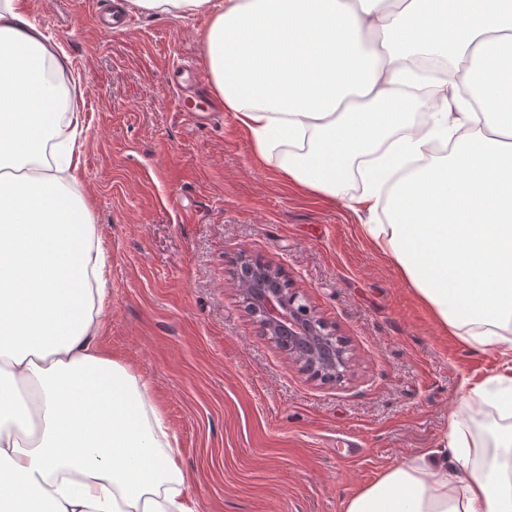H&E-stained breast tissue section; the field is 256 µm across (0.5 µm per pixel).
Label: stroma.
I'll return each mask as SVG.
<instances>
[{"label":"stroma","instance_id":"35a3bbf8","mask_svg":"<svg viewBox=\"0 0 512 512\" xmlns=\"http://www.w3.org/2000/svg\"><path fill=\"white\" fill-rule=\"evenodd\" d=\"M59 46L84 118L77 187L110 259L99 347L148 383L178 439L199 512H342L406 457L440 447L491 350L442 330L363 233L368 212L299 187L252 153L212 95L208 20L109 0H25ZM280 270L351 370L310 379L265 336L239 292V254Z\"/></svg>","mask_w":512,"mask_h":512}]
</instances>
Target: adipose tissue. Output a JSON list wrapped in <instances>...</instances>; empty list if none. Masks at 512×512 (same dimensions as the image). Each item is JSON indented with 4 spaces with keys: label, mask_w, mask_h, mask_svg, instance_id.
Masks as SVG:
<instances>
[{
    "label": "adipose tissue",
    "mask_w": 512,
    "mask_h": 512,
    "mask_svg": "<svg viewBox=\"0 0 512 512\" xmlns=\"http://www.w3.org/2000/svg\"><path fill=\"white\" fill-rule=\"evenodd\" d=\"M205 13L204 70L254 154L371 216L363 230L450 335L505 358L344 512H512V0H133ZM419 57L445 64L413 118ZM57 46L0 0V512H197L146 382L99 348L108 257L74 190ZM360 176L364 192L350 194Z\"/></svg>",
    "instance_id": "obj_1"
}]
</instances>
